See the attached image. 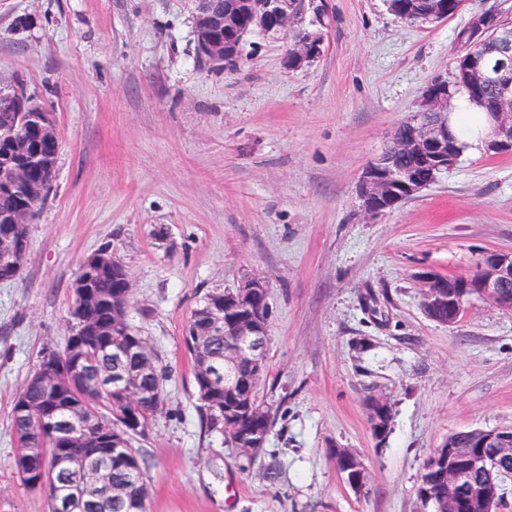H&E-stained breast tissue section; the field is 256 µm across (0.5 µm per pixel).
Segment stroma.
Wrapping results in <instances>:
<instances>
[{
    "mask_svg": "<svg viewBox=\"0 0 512 512\" xmlns=\"http://www.w3.org/2000/svg\"><path fill=\"white\" fill-rule=\"evenodd\" d=\"M512 0H468L422 27L384 0H329L322 55L249 36L235 71L198 59L189 0H0V91L24 87L60 137L53 190L28 224L22 275L0 282V512H47L14 467L13 403L69 334L71 283L107 247L131 277L128 323L170 369L133 446L146 512H430L424 465L450 434L512 428V308L475 298L448 326L418 276L473 275L512 250V155H462L377 216L363 170ZM269 283L259 398L274 425L245 453L202 427L185 328L203 296ZM387 397L377 442L369 397ZM355 451L356 494L335 452ZM357 454L350 449H343L342 457L336 461L337 468L343 465L344 460L353 459ZM350 472L349 475H345L346 480L350 488L356 491L358 494H363L367 489L368 484V473L361 461L353 459V462L349 464Z\"/></svg>",
    "mask_w": 512,
    "mask_h": 512,
    "instance_id": "stroma-1",
    "label": "stroma"
}]
</instances>
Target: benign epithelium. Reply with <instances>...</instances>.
Masks as SVG:
<instances>
[{
    "label": "benign epithelium",
    "mask_w": 512,
    "mask_h": 512,
    "mask_svg": "<svg viewBox=\"0 0 512 512\" xmlns=\"http://www.w3.org/2000/svg\"><path fill=\"white\" fill-rule=\"evenodd\" d=\"M249 12L258 18H272L281 33L298 29L307 12L312 11L325 19L329 17L328 0H304L303 10L288 9V0H247ZM194 25L198 36L199 51L211 64L222 67L227 60L236 57L238 46L224 43V6L219 0H197ZM463 38L470 43L493 40L489 58L469 61L459 70L457 81L470 89L481 88L495 81L498 98L492 112V138L487 151L494 154H512V32L498 25L493 13L472 15ZM455 92L445 79L434 80L422 96L420 109L410 121L409 132L404 134L394 129L384 151L363 172L360 192L365 211L377 215L397 204L417 197L427 184L409 177L408 173L395 165V158L416 156L434 169L443 172L456 161L455 146L448 135V114L455 108ZM0 109L19 113L16 132L24 138L28 127L39 133L56 134L58 127L52 113L34 103L22 89L0 95ZM31 165L15 169L11 190L21 196L22 203L14 216L15 224L23 228L30 223L28 202L50 192L53 182L36 180L29 175ZM115 262L111 250L102 249L89 255L83 265L98 269ZM421 294L429 301L448 306V325L456 324L465 310L464 298L478 295L500 306L512 307V252L487 255L478 270L477 277H444L435 273L419 276ZM268 285L259 276L246 278L232 294L219 293L208 307L210 329L233 337V356L225 360L224 371L211 367L200 370L202 393L212 402L224 400V394L237 393L243 381L234 373L232 364L247 360L251 369L259 372L266 359V327L261 319L267 301ZM75 305L79 308L94 302L95 296L88 278L78 274L71 284ZM143 341L127 326L124 334L111 340L112 360L120 363L141 350ZM99 347L98 338L72 332L71 362L64 364L54 353L48 351L41 359L38 375L46 383L59 385L65 381L74 387L84 380L85 359ZM98 386L112 394V414L118 422L116 428H99L94 433V444L116 450L124 447L125 438L141 430L143 421L136 409L134 398L139 396L134 377L123 371H114L110 377H102ZM41 426L65 438L77 448L80 442L74 436L86 431L89 426L83 407L70 400V393L55 389L41 414ZM477 445V454L472 458V469L487 471L490 480L471 484L465 491L463 485L469 481L466 474L453 464L457 454V443L446 439L434 449L432 469L437 471L440 484L448 485V497H455L460 505L469 508L477 500L482 512H501L503 499L501 480L512 476L508 460H512V429H482L471 440ZM43 452L25 440L18 441L15 465L25 471L31 456ZM90 456L79 450L63 457L64 469L72 475L67 494L54 495L52 508L68 512L73 506L86 507L91 503L96 487L104 484L107 470L89 463ZM350 488L359 494L367 489L368 473L362 462L350 463V474L346 476Z\"/></svg>",
    "instance_id": "benign-epithelium-1"
}]
</instances>
